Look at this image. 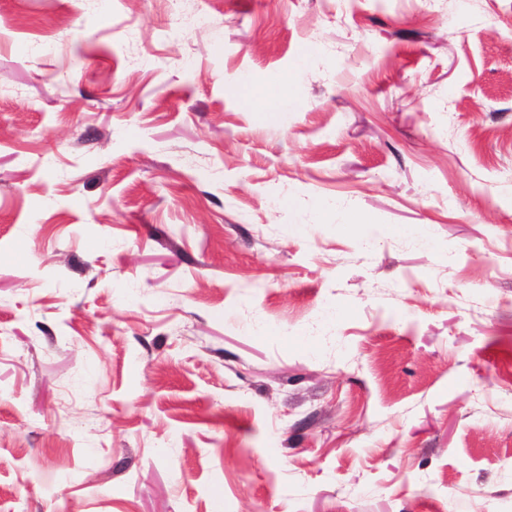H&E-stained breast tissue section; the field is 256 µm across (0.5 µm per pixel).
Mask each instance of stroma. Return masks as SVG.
<instances>
[{
    "label": "stroma",
    "instance_id": "1",
    "mask_svg": "<svg viewBox=\"0 0 512 512\" xmlns=\"http://www.w3.org/2000/svg\"><path fill=\"white\" fill-rule=\"evenodd\" d=\"M219 497L512 512V0H0V512Z\"/></svg>",
    "mask_w": 512,
    "mask_h": 512
}]
</instances>
